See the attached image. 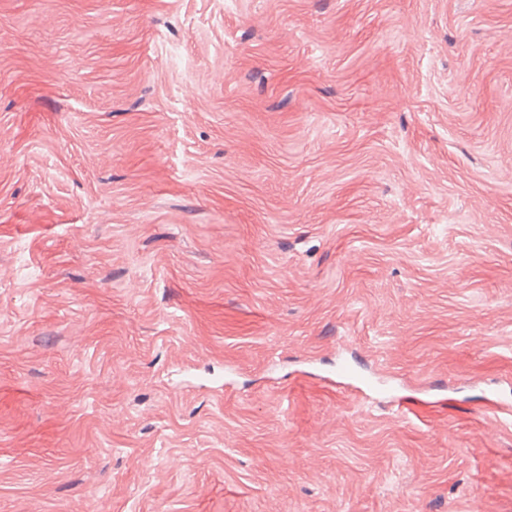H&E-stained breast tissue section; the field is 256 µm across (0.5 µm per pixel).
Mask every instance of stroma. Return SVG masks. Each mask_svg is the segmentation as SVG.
<instances>
[{
    "label": "stroma",
    "mask_w": 512,
    "mask_h": 512,
    "mask_svg": "<svg viewBox=\"0 0 512 512\" xmlns=\"http://www.w3.org/2000/svg\"><path fill=\"white\" fill-rule=\"evenodd\" d=\"M507 381L512 0H0V512H512ZM336 378L358 382L361 386L352 383H347V385L353 386L366 402H370L373 399L372 393H391L393 391L392 387L385 380L380 378H364L360 373L355 371L347 360H340L336 363Z\"/></svg>",
    "instance_id": "1"
}]
</instances>
